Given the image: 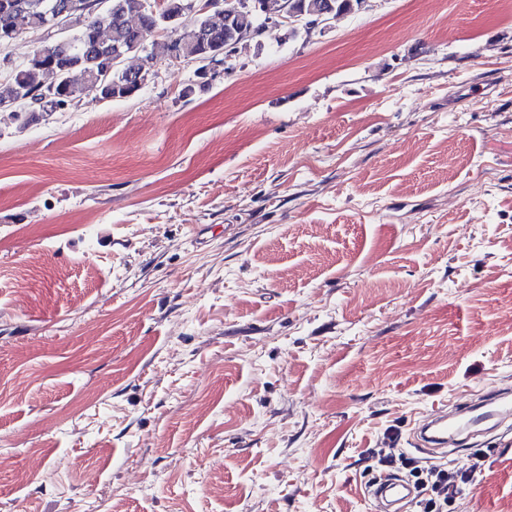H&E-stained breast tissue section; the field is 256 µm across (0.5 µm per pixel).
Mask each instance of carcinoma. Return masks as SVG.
<instances>
[{"mask_svg": "<svg viewBox=\"0 0 512 512\" xmlns=\"http://www.w3.org/2000/svg\"><path fill=\"white\" fill-rule=\"evenodd\" d=\"M145 0H107L104 9H96L94 0H0V35L16 37L22 33L49 30V6L57 4L65 11L64 26L69 35L53 52L39 49L28 62L12 72L10 95L0 98V112L23 124L36 120L44 112L65 109L90 96L95 101L128 98L141 90L152 76V56L146 54V42L156 33H171L182 52L195 60H208L218 51L234 45L256 26L253 11L236 0L239 7L215 10L200 20L188 19L190 0H163L161 11L154 13ZM288 9L305 16L333 11L336 16L359 11L361 0H283ZM119 51L122 57L144 54L143 65L136 70L115 68L106 79L99 73ZM53 76L47 84L45 77ZM26 99L23 109L11 106Z\"/></svg>", "mask_w": 512, "mask_h": 512, "instance_id": "obj_1", "label": "carcinoma"}]
</instances>
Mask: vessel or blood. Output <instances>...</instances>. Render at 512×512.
<instances>
[{
	"instance_id": "vessel-or-blood-1",
	"label": "vessel or blood",
	"mask_w": 512,
	"mask_h": 512,
	"mask_svg": "<svg viewBox=\"0 0 512 512\" xmlns=\"http://www.w3.org/2000/svg\"><path fill=\"white\" fill-rule=\"evenodd\" d=\"M512 419V394L500 390L487 393L475 403H466L455 413L435 410L422 414L414 432L419 446L435 453L447 449L450 441L489 422L502 423ZM366 494L375 512L384 506L409 501L417 496L414 487L403 481L384 479L367 487Z\"/></svg>"
}]
</instances>
